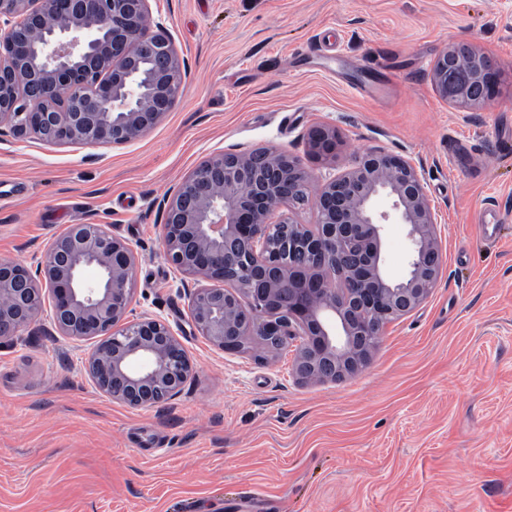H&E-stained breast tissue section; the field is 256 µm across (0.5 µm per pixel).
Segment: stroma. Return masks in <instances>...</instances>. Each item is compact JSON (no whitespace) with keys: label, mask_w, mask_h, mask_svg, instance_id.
Segmentation results:
<instances>
[{"label":"stroma","mask_w":512,"mask_h":512,"mask_svg":"<svg viewBox=\"0 0 512 512\" xmlns=\"http://www.w3.org/2000/svg\"><path fill=\"white\" fill-rule=\"evenodd\" d=\"M185 70L166 117L125 145L0 131V258L26 264L73 224L138 256L133 306L183 325L186 277L162 200L219 152L277 148L322 179L381 147L408 159L445 269L369 365L302 385L294 348L238 355L183 330L181 393L132 408L84 371L48 314L0 343V512H512V0H150ZM495 61L477 112L430 79L446 46ZM334 128L336 159L308 152ZM507 214L496 239L486 210Z\"/></svg>","instance_id":"stroma-1"}]
</instances>
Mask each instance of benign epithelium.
Segmentation results:
<instances>
[{
	"label": "benign epithelium",
	"instance_id": "7a95c632",
	"mask_svg": "<svg viewBox=\"0 0 512 512\" xmlns=\"http://www.w3.org/2000/svg\"><path fill=\"white\" fill-rule=\"evenodd\" d=\"M431 80L461 111L498 92L497 70L459 42ZM182 64L149 0H0V127L51 144L124 145L159 124L182 98ZM310 153L336 154V131L315 127ZM313 173L279 150L217 153L164 198L166 260L211 285L187 289L195 335L228 355L268 353L297 340L300 384L360 372L384 326L430 295L445 261L436 217L416 169L371 149L310 196ZM313 203L316 222L296 209ZM403 224L406 269L390 277L384 225ZM138 262L125 240L97 224H72L36 268L0 259V341L38 319L43 291L62 336L92 342L85 372L130 407L172 400L195 365L170 324L133 308Z\"/></svg>",
	"mask_w": 512,
	"mask_h": 512
}]
</instances>
